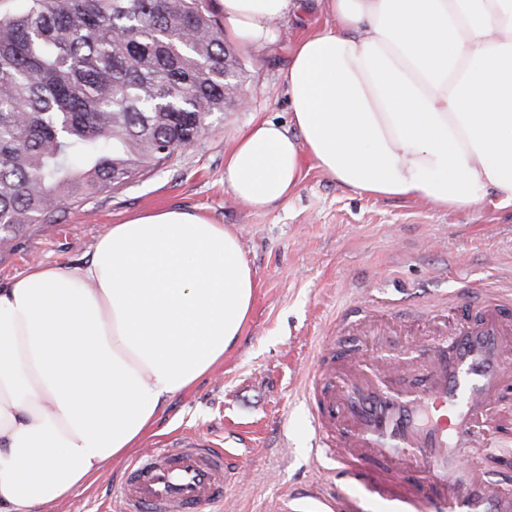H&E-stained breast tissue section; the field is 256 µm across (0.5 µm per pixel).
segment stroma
<instances>
[{"label": "stroma", "mask_w": 512, "mask_h": 512, "mask_svg": "<svg viewBox=\"0 0 512 512\" xmlns=\"http://www.w3.org/2000/svg\"><path fill=\"white\" fill-rule=\"evenodd\" d=\"M278 23L275 44L239 54L246 108L213 120L197 143L171 161L83 204L63 206L49 224H32L0 246V286L32 264L88 261L110 225L154 208L202 212L233 229L257 282L250 318L224 361L169 399L143 451L176 435L221 443L237 468L220 512H278L288 494L309 486L324 465L298 393L315 340L329 336L336 369L359 354L398 359V381L425 374L426 349L444 340L455 318L432 320L411 306L456 288L493 283L512 272V206L445 210L402 198L355 192L305 163L287 204L264 212L237 202L224 181V154L255 120L290 127L285 76L294 44L332 25L326 0H301ZM386 312H368L370 300ZM344 323L328 331L333 315ZM126 466L117 461L87 488L48 512H109V491Z\"/></svg>", "instance_id": "1"}]
</instances>
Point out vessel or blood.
Listing matches in <instances>:
<instances>
[{"label":"vessel or blood","mask_w":512,"mask_h":512,"mask_svg":"<svg viewBox=\"0 0 512 512\" xmlns=\"http://www.w3.org/2000/svg\"><path fill=\"white\" fill-rule=\"evenodd\" d=\"M512 291L484 288L476 313L462 314L447 342L432 346L427 380L402 387L389 377L339 378L328 340L318 343L304 396L318 449L332 461L302 497L314 512H512V487L458 479L468 452L487 444L512 402ZM233 473L219 444L168 439L138 455L118 483L120 512H213Z\"/></svg>","instance_id":"obj_1"}]
</instances>
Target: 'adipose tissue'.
Masks as SVG:
<instances>
[{
	"instance_id": "1",
	"label": "adipose tissue",
	"mask_w": 512,
	"mask_h": 512,
	"mask_svg": "<svg viewBox=\"0 0 512 512\" xmlns=\"http://www.w3.org/2000/svg\"><path fill=\"white\" fill-rule=\"evenodd\" d=\"M224 34L273 42L298 0H219ZM286 74L292 127L253 122L224 156L248 208L287 203L310 158L375 197L512 203V0H327ZM255 279L238 236L155 209L111 225L80 266L0 287V512H45L152 430L166 401L223 362Z\"/></svg>"
}]
</instances>
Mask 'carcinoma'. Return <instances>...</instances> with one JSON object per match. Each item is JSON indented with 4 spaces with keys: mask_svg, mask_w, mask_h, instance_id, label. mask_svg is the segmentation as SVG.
Masks as SVG:
<instances>
[{
    "mask_svg": "<svg viewBox=\"0 0 512 512\" xmlns=\"http://www.w3.org/2000/svg\"><path fill=\"white\" fill-rule=\"evenodd\" d=\"M241 86L200 0H28L0 15V225L50 223L166 163Z\"/></svg>",
    "mask_w": 512,
    "mask_h": 512,
    "instance_id": "1",
    "label": "carcinoma"
}]
</instances>
